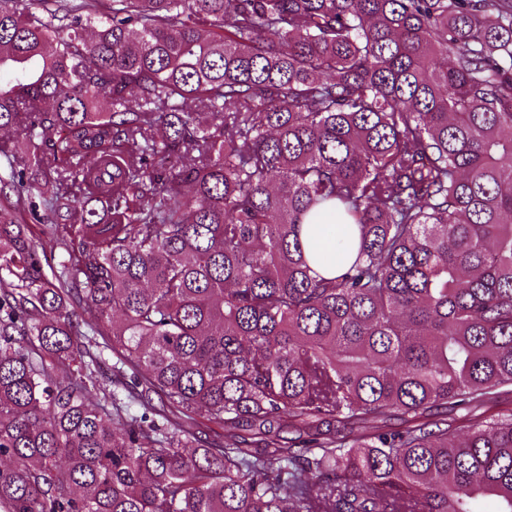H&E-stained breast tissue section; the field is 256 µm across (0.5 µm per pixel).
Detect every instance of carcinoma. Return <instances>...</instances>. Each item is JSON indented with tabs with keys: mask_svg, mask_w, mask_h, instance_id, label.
<instances>
[{
	"mask_svg": "<svg viewBox=\"0 0 512 512\" xmlns=\"http://www.w3.org/2000/svg\"><path fill=\"white\" fill-rule=\"evenodd\" d=\"M38 5L0 512H512V0ZM30 225L36 235L38 244L37 250L41 258V263L45 271H49V264L55 266L62 259V250L54 239L43 236L39 233L38 224L30 223Z\"/></svg>",
	"mask_w": 512,
	"mask_h": 512,
	"instance_id": "obj_1",
	"label": "carcinoma"
}]
</instances>
